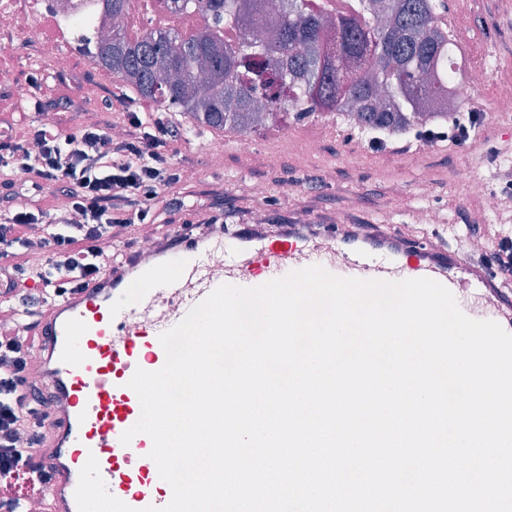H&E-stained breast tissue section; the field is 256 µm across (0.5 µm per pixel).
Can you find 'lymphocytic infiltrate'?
I'll list each match as a JSON object with an SVG mask.
<instances>
[{"instance_id": "1", "label": "lymphocytic infiltrate", "mask_w": 512, "mask_h": 512, "mask_svg": "<svg viewBox=\"0 0 512 512\" xmlns=\"http://www.w3.org/2000/svg\"><path fill=\"white\" fill-rule=\"evenodd\" d=\"M27 84L32 109L56 120L0 131V314L8 316L0 321L1 476L38 475L50 438L46 410L55 396L29 378L27 336L44 303L114 267L130 225L159 223L164 212L190 213L195 224L224 221L196 201L174 162L184 134L163 114L125 110L116 138L108 120L77 123L59 114L37 74ZM50 186L51 197L44 193ZM32 283L41 294L29 292Z\"/></svg>"}]
</instances>
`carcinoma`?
<instances>
[{
  "label": "carcinoma",
  "mask_w": 512,
  "mask_h": 512,
  "mask_svg": "<svg viewBox=\"0 0 512 512\" xmlns=\"http://www.w3.org/2000/svg\"><path fill=\"white\" fill-rule=\"evenodd\" d=\"M343 2L201 0V27L120 29L86 51L139 96L180 109L186 134L245 137L325 112L368 134L445 129L436 121L467 71L448 65L458 46L436 19L438 0Z\"/></svg>",
  "instance_id": "1"
}]
</instances>
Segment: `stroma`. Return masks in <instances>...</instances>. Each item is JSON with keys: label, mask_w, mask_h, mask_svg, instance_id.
<instances>
[{"label": "stroma", "mask_w": 512, "mask_h": 512, "mask_svg": "<svg viewBox=\"0 0 512 512\" xmlns=\"http://www.w3.org/2000/svg\"><path fill=\"white\" fill-rule=\"evenodd\" d=\"M469 9L466 24L453 34L466 66L494 69L499 78H506L503 65L512 60V16L506 15L501 0H469ZM17 31L18 38L0 51V94L5 97L0 122L28 112L27 100L11 98L9 92L32 71L50 86H63L72 111L86 116L108 107L118 122L128 103L141 112H156V105L138 99L117 76L96 72L82 47L83 32L73 33L70 50L75 64L71 72L62 74L43 55L27 19H20ZM328 125L342 133L316 138L312 142L316 152H309L311 142L295 136L296 130ZM480 131L481 139L445 151L423 148L412 153L407 146L414 143V135L391 137L378 154V164L371 165L350 159L351 129L345 128L339 115L323 113L299 121L290 118L254 133V147L248 152L225 147L221 131L197 130L180 143L175 161L191 172L198 199L223 211L230 228L242 223V211L248 207L261 210L273 223L304 212L312 219L339 218L346 224H393L415 239L447 236L452 225L502 224L512 230V210L486 211L482 199L472 195L462 179L467 173L495 186V168L512 164V118L493 117ZM217 149L223 154L219 165L211 161ZM257 186L265 188V199L255 198ZM397 188L405 203L395 209L389 198ZM424 210L436 213V223H420Z\"/></svg>", "instance_id": "obj_1"}]
</instances>
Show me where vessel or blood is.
Instances as JSON below:
<instances>
[{
  "mask_svg": "<svg viewBox=\"0 0 512 512\" xmlns=\"http://www.w3.org/2000/svg\"><path fill=\"white\" fill-rule=\"evenodd\" d=\"M205 235H161L156 258L127 255L119 273L95 281L44 307L34 353L53 384L62 410L53 409L52 439L40 460L49 484L28 479L42 512H78L75 490L88 458H96L108 491L133 512L166 506L170 495L149 465L152 440L122 434L138 421L141 405L129 382L136 369L160 370L166 361L158 332L135 320L138 308L172 310L165 329L177 326L219 283L255 287L289 272L319 265L332 275L366 280L429 278L445 286L461 311L512 333V294L500 289L501 269L464 258L460 249L406 236L383 225L361 233L328 224L320 236L302 225H283L277 239L244 224L223 241L224 278H207L197 254Z\"/></svg>",
  "mask_w": 512,
  "mask_h": 512,
  "instance_id": "b4317fda",
  "label": "vessel or blood"
}]
</instances>
